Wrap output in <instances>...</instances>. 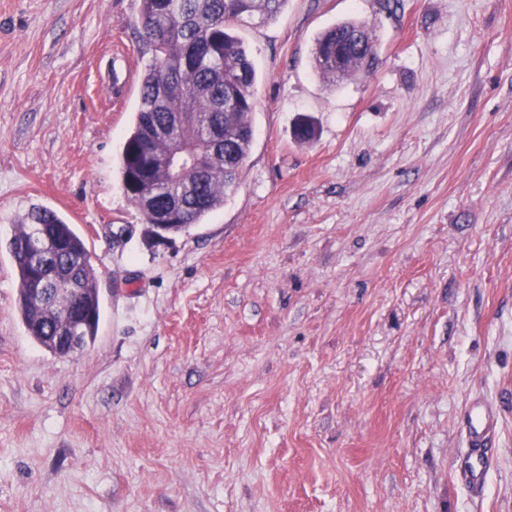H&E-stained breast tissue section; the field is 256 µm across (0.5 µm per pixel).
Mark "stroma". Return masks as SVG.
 <instances>
[{"mask_svg":"<svg viewBox=\"0 0 512 512\" xmlns=\"http://www.w3.org/2000/svg\"><path fill=\"white\" fill-rule=\"evenodd\" d=\"M139 12L0 0V512H512V0H288L239 28L238 190L161 244L119 173ZM350 19L377 61L334 84L314 44ZM35 207L95 269L73 357L17 311L8 243ZM477 404L497 420L479 497ZM493 426L486 412L478 413L469 421L468 444L470 452L466 457L464 480L475 493L481 491L485 476L490 469L492 455L488 448Z\"/></svg>","mask_w":512,"mask_h":512,"instance_id":"stroma-1","label":"stroma"}]
</instances>
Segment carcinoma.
<instances>
[{"mask_svg":"<svg viewBox=\"0 0 512 512\" xmlns=\"http://www.w3.org/2000/svg\"><path fill=\"white\" fill-rule=\"evenodd\" d=\"M288 0H141L139 24L143 39L153 47V59L143 76L134 124L126 137L120 158V175L129 199L149 222L173 209L183 213L185 224H199L224 202L237 187L239 171L253 139L252 113L255 110L254 85L257 73L242 39L233 27L248 19L269 21L277 17ZM349 44L354 54L346 70L336 75L328 54L336 42ZM317 70L336 82L354 72L369 71L363 63L376 59L375 43L366 23L340 22L317 38L314 47ZM190 113L182 127L169 129L170 139L181 143L191 154L183 172L173 176L164 168L170 151L168 142L153 145V157L138 152L149 128L164 126L170 112ZM147 167L153 179V197L144 209L139 192L130 188L134 172ZM44 224L62 240V264L79 262L76 274L54 269L46 274L48 287L64 300L71 289L83 292L87 319L83 328L85 343L97 336L100 300L95 272L84 240L54 211L32 210L18 225L10 240L19 289L17 311L28 335L49 352L56 321L35 304L30 289L40 270L33 257L23 253L28 229Z\"/></svg>","mask_w":512,"mask_h":512,"instance_id":"obj_1","label":"carcinoma"}]
</instances>
